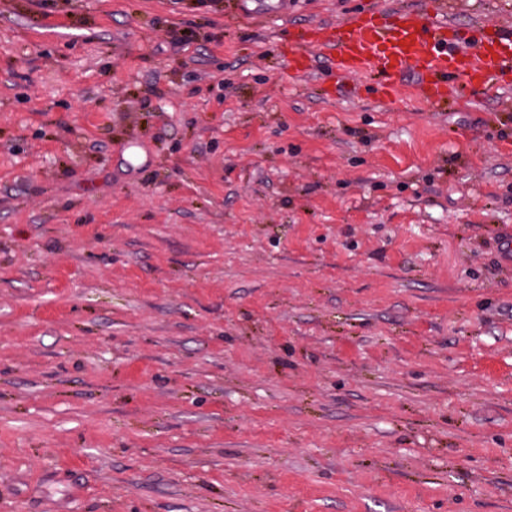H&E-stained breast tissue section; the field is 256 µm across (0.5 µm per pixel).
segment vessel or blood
<instances>
[{
  "label": "vessel or blood",
  "mask_w": 512,
  "mask_h": 512,
  "mask_svg": "<svg viewBox=\"0 0 512 512\" xmlns=\"http://www.w3.org/2000/svg\"><path fill=\"white\" fill-rule=\"evenodd\" d=\"M288 44L292 73H307L318 55L339 77L379 75L378 91L385 96L408 76L418 97L436 102L463 86L485 89L512 81V27L476 26L462 35L426 9L362 11L293 29Z\"/></svg>",
  "instance_id": "b4317fda"
}]
</instances>
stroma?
I'll use <instances>...</instances> for the list:
<instances>
[{"label":"stroma","instance_id":"1","mask_svg":"<svg viewBox=\"0 0 512 512\" xmlns=\"http://www.w3.org/2000/svg\"><path fill=\"white\" fill-rule=\"evenodd\" d=\"M430 3L0 0V512H512V87L288 71Z\"/></svg>","mask_w":512,"mask_h":512}]
</instances>
